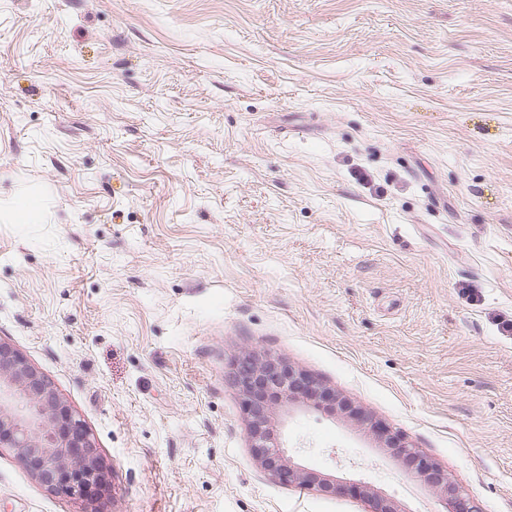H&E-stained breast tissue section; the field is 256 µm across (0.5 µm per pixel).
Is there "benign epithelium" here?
<instances>
[{
  "instance_id": "benign-epithelium-1",
  "label": "benign epithelium",
  "mask_w": 512,
  "mask_h": 512,
  "mask_svg": "<svg viewBox=\"0 0 512 512\" xmlns=\"http://www.w3.org/2000/svg\"><path fill=\"white\" fill-rule=\"evenodd\" d=\"M234 386L246 404L248 438L261 467L288 482L334 493L336 478L307 471L289 454L277 428L309 408L358 421L377 435L379 447L409 470L444 504L445 512H479L478 505L448 471L427 459L402 433L322 387L310 374L284 365L265 352L250 351L232 367ZM10 448L32 477L48 490L101 498L106 467L92 434L60 397L53 383L15 347L0 342V450ZM370 512H407L391 496L361 486Z\"/></svg>"
}]
</instances>
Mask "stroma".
Here are the masks:
<instances>
[{
	"label": "stroma",
	"mask_w": 512,
	"mask_h": 512,
	"mask_svg": "<svg viewBox=\"0 0 512 512\" xmlns=\"http://www.w3.org/2000/svg\"><path fill=\"white\" fill-rule=\"evenodd\" d=\"M0 340L115 512H367L257 462V349L512 512V0H0ZM284 434L407 512L350 420ZM0 451V512H85Z\"/></svg>",
	"instance_id": "obj_1"
}]
</instances>
